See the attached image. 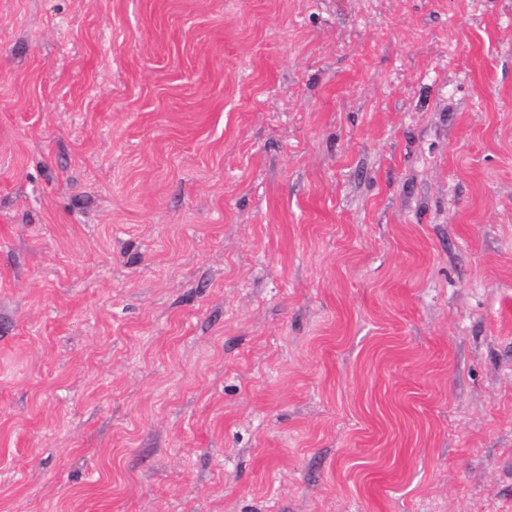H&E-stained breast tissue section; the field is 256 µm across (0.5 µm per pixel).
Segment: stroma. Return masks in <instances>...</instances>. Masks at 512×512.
Returning <instances> with one entry per match:
<instances>
[{
	"label": "stroma",
	"mask_w": 512,
	"mask_h": 512,
	"mask_svg": "<svg viewBox=\"0 0 512 512\" xmlns=\"http://www.w3.org/2000/svg\"><path fill=\"white\" fill-rule=\"evenodd\" d=\"M0 512H512V0H0Z\"/></svg>",
	"instance_id": "stroma-1"
}]
</instances>
